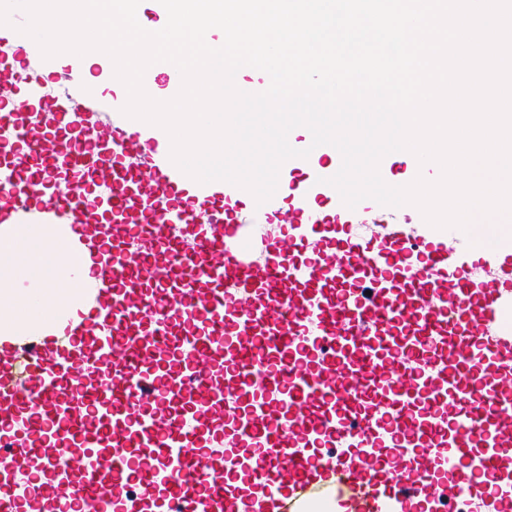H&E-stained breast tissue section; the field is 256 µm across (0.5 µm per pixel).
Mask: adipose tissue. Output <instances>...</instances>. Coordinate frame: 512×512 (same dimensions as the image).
<instances>
[{
	"label": "adipose tissue",
	"mask_w": 512,
	"mask_h": 512,
	"mask_svg": "<svg viewBox=\"0 0 512 512\" xmlns=\"http://www.w3.org/2000/svg\"><path fill=\"white\" fill-rule=\"evenodd\" d=\"M80 274L84 289L75 296H60L51 289L57 275ZM97 282L79 259L68 258L62 244H51L34 230L15 234L9 248H0V334L24 336L38 332L50 313L89 309Z\"/></svg>",
	"instance_id": "obj_1"
}]
</instances>
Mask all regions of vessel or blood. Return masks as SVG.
Segmentation results:
<instances>
[{
	"instance_id": "b4317fda",
	"label": "vessel or blood",
	"mask_w": 512,
	"mask_h": 512,
	"mask_svg": "<svg viewBox=\"0 0 512 512\" xmlns=\"http://www.w3.org/2000/svg\"><path fill=\"white\" fill-rule=\"evenodd\" d=\"M0 25V243L38 224L99 282L90 310L0 336V512H250L223 449L272 512H306L316 472L356 512L439 499L512 463V249L501 226L346 207L342 160L310 131L242 232L239 188L200 184L160 127L127 118L83 58L43 59ZM178 70L149 67L147 93ZM262 245L264 263L247 255Z\"/></svg>"
}]
</instances>
